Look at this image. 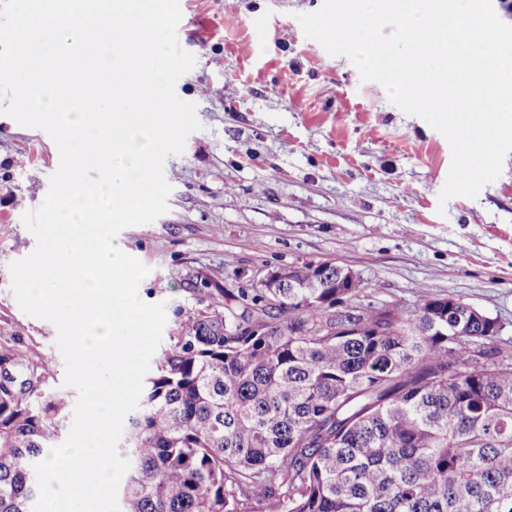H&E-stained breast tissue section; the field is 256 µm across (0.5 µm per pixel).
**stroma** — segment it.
<instances>
[{
    "label": "stroma",
    "instance_id": "1",
    "mask_svg": "<svg viewBox=\"0 0 512 512\" xmlns=\"http://www.w3.org/2000/svg\"><path fill=\"white\" fill-rule=\"evenodd\" d=\"M322 2L179 0L196 64L175 91L201 127L164 162L167 212L117 236L150 269L140 299L170 316L196 307L190 277L232 291L268 268L332 261L361 278L363 303L412 312L452 296L485 312L511 353L512 153L476 198L440 204L448 141L304 35L298 15ZM59 161L45 131L0 114V341L21 337L61 383L56 328L20 309L9 271L35 248L22 216Z\"/></svg>",
    "mask_w": 512,
    "mask_h": 512
}]
</instances>
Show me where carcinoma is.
<instances>
[{
	"label": "carcinoma",
	"instance_id": "cac0c4a2",
	"mask_svg": "<svg viewBox=\"0 0 512 512\" xmlns=\"http://www.w3.org/2000/svg\"><path fill=\"white\" fill-rule=\"evenodd\" d=\"M206 290L175 323L129 418L120 512H512V356L448 300L363 304L336 266ZM355 309L352 326L347 309ZM0 512H33L34 465L70 395L0 344Z\"/></svg>",
	"mask_w": 512,
	"mask_h": 512
}]
</instances>
